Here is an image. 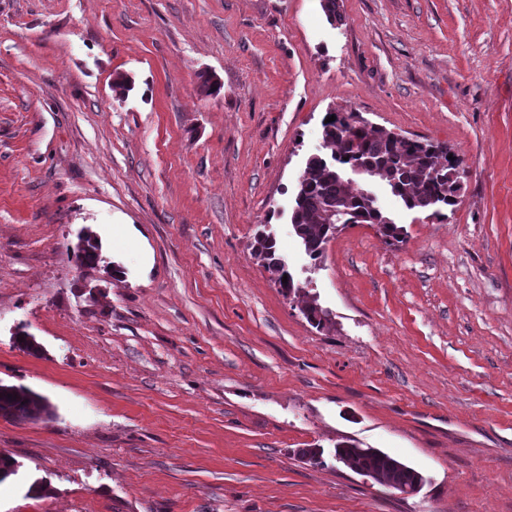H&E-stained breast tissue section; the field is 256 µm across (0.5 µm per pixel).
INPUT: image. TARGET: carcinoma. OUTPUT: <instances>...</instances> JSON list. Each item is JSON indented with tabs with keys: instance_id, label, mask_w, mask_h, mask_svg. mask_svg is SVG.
I'll list each match as a JSON object with an SVG mask.
<instances>
[{
	"instance_id": "cac0c4a2",
	"label": "carcinoma",
	"mask_w": 512,
	"mask_h": 512,
	"mask_svg": "<svg viewBox=\"0 0 512 512\" xmlns=\"http://www.w3.org/2000/svg\"><path fill=\"white\" fill-rule=\"evenodd\" d=\"M333 115L336 120L322 123L324 152L307 159L293 198L291 224L313 262H320L339 224H369L390 244L405 240L403 227L377 199L343 177L348 169L360 168L368 177H380L390 194L410 211L443 218L444 210L457 205L462 161L457 156L448 159V147L411 138L397 140L385 129L374 132L363 129L347 141L345 132L356 124L355 113L335 111ZM253 253L264 261L265 268L273 267L277 260L276 239L264 231L258 232ZM100 258L98 241L86 236L75 253L76 262L92 267ZM302 312L319 330L330 323V313L314 303H306ZM41 413L51 414L41 395L24 386L0 384L1 417L25 421ZM334 457L402 493H414L417 481L422 479L416 469L377 448L339 443Z\"/></svg>"
}]
</instances>
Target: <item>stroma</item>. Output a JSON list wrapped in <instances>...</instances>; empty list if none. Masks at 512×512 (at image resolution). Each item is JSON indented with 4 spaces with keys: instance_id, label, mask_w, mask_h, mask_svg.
<instances>
[{
    "instance_id": "1",
    "label": "stroma",
    "mask_w": 512,
    "mask_h": 512,
    "mask_svg": "<svg viewBox=\"0 0 512 512\" xmlns=\"http://www.w3.org/2000/svg\"><path fill=\"white\" fill-rule=\"evenodd\" d=\"M322 4L0 0V383L52 410L0 417V512H512V0ZM345 110L466 172L447 219L383 196L404 242L349 226L315 265L289 211ZM253 253L256 257L263 260L267 270L271 269L278 259L277 257V241L271 233L260 231L255 236L253 243ZM334 457L337 462L371 475L376 482L401 493L415 494L417 481H423L416 469L377 448H358L355 444L339 443L335 447Z\"/></svg>"
}]
</instances>
